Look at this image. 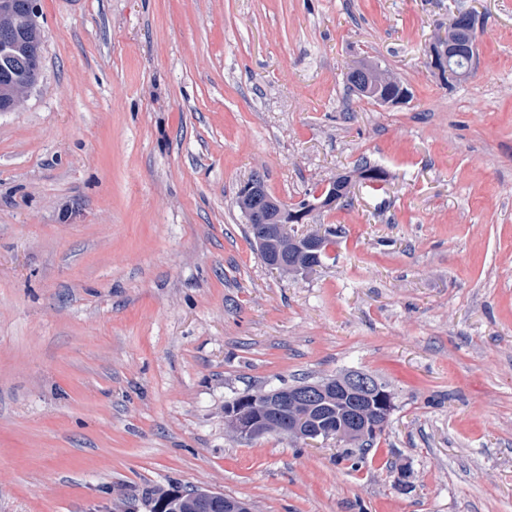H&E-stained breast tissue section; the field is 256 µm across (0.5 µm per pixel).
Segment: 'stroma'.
Here are the masks:
<instances>
[{"mask_svg":"<svg viewBox=\"0 0 512 512\" xmlns=\"http://www.w3.org/2000/svg\"><path fill=\"white\" fill-rule=\"evenodd\" d=\"M36 86L0 112V512H512V0H38ZM479 18L469 75L429 50ZM369 61L408 100L349 90ZM385 180L360 177V158ZM350 176L270 269L237 204ZM364 370L367 450L243 438L224 406ZM196 498L198 502L203 505L205 502L215 500L217 498H223V501L214 503L211 505L210 512H253L252 504L246 500L226 497L224 494L213 491L211 489L200 488L197 490Z\"/></svg>","mask_w":512,"mask_h":512,"instance_id":"stroma-1","label":"stroma"}]
</instances>
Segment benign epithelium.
<instances>
[{
    "instance_id": "obj_1",
    "label": "benign epithelium",
    "mask_w": 512,
    "mask_h": 512,
    "mask_svg": "<svg viewBox=\"0 0 512 512\" xmlns=\"http://www.w3.org/2000/svg\"><path fill=\"white\" fill-rule=\"evenodd\" d=\"M38 8L36 0H27L24 15L18 18L13 13L11 0H0V46L4 52L16 48L29 49L27 35L32 30L39 29ZM478 18L474 13L455 16L448 26V36L438 40L430 50V65L441 77L454 80L458 74L451 68V63L461 53V48H475L477 41ZM40 71L34 75L25 76L17 87L16 97L5 105L0 106V112H12L20 104L22 96L27 93L38 81ZM386 92L379 101L383 104L397 103L405 97L404 89L395 81L381 80ZM247 191L253 197V207L247 211V221L250 224L260 225L261 236L258 246L262 248V255L270 262L272 267L284 273H308L317 267L316 260L320 254L327 253L329 239L319 232L295 235L291 228L303 220L314 210L327 207L334 202L336 188L322 185L314 199L307 202L306 207L299 211H292L288 221L273 223L274 209H282L280 202L271 199L266 191L263 181L258 178L247 184ZM367 397L375 399L377 404L388 414L392 410V397L385 385L378 382L372 375L358 370H350L338 378L329 379L315 385H305L288 391L283 395L279 391L263 392L251 395L242 401V406L235 414L226 416L230 428L235 433L250 430L252 436L265 435V429L275 426L269 418L249 419L251 411L266 412L281 400H288V404L295 410L302 411L318 407L324 401L334 396ZM308 416H302V422L295 424L292 432L304 437L313 431L331 432L339 430L347 437H359L365 434L370 427L369 412L358 404L351 408V414L346 421L338 424L322 422V425L312 427L305 424ZM196 498L200 504H205L217 498L224 499V512H253L252 504L246 500L226 497L224 494L211 489L200 488Z\"/></svg>"
}]
</instances>
